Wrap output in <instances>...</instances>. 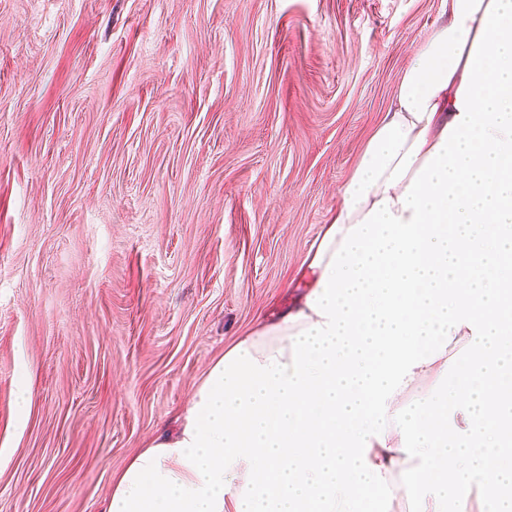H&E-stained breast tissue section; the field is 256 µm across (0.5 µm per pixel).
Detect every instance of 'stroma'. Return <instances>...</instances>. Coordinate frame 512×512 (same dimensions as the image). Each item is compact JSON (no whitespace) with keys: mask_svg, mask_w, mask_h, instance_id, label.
Returning <instances> with one entry per match:
<instances>
[{"mask_svg":"<svg viewBox=\"0 0 512 512\" xmlns=\"http://www.w3.org/2000/svg\"><path fill=\"white\" fill-rule=\"evenodd\" d=\"M446 18L444 0H0V512H101L210 364L293 303Z\"/></svg>","mask_w":512,"mask_h":512,"instance_id":"stroma-1","label":"stroma"}]
</instances>
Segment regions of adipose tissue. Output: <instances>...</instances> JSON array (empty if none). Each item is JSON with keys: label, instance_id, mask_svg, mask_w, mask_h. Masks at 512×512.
<instances>
[{"label": "adipose tissue", "instance_id": "ef3b65f1", "mask_svg": "<svg viewBox=\"0 0 512 512\" xmlns=\"http://www.w3.org/2000/svg\"><path fill=\"white\" fill-rule=\"evenodd\" d=\"M294 308L239 337L104 512H512V0H446Z\"/></svg>", "mask_w": 512, "mask_h": 512}]
</instances>
